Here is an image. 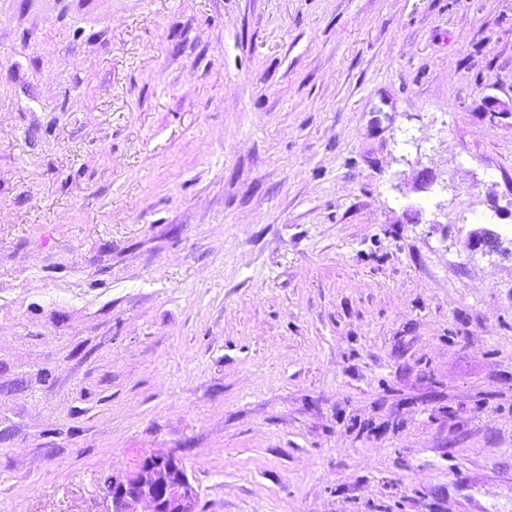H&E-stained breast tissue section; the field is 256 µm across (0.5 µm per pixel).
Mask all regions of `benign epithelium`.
I'll return each instance as SVG.
<instances>
[{
  "label": "benign epithelium",
  "instance_id": "1",
  "mask_svg": "<svg viewBox=\"0 0 512 512\" xmlns=\"http://www.w3.org/2000/svg\"><path fill=\"white\" fill-rule=\"evenodd\" d=\"M499 233L479 227L471 245L485 253L503 251ZM109 503L106 512H198V491L176 456L163 452L145 455L135 470L102 479Z\"/></svg>",
  "mask_w": 512,
  "mask_h": 512
}]
</instances>
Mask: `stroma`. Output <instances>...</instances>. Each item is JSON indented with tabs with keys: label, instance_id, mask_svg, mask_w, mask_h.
<instances>
[{
	"label": "stroma",
	"instance_id": "1",
	"mask_svg": "<svg viewBox=\"0 0 512 512\" xmlns=\"http://www.w3.org/2000/svg\"><path fill=\"white\" fill-rule=\"evenodd\" d=\"M512 0H0V512H512ZM473 248H481L484 253L504 252L502 238L499 233L486 227H479L471 233ZM104 512H198V491L173 454L151 452L135 470L102 479Z\"/></svg>",
	"mask_w": 512,
	"mask_h": 512
}]
</instances>
